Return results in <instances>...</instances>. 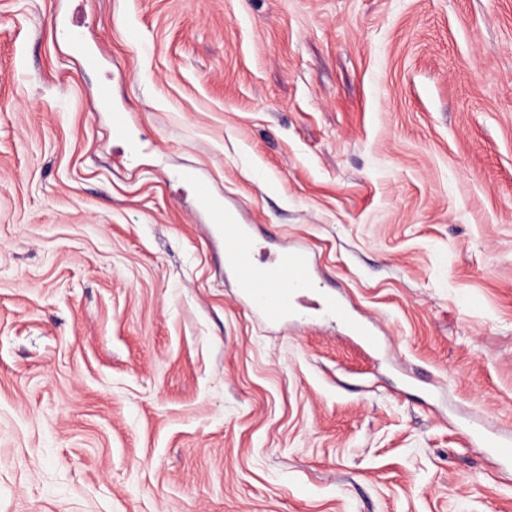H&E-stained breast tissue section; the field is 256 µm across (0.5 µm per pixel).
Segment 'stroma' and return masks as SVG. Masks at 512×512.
<instances>
[{"label":"stroma","mask_w":512,"mask_h":512,"mask_svg":"<svg viewBox=\"0 0 512 512\" xmlns=\"http://www.w3.org/2000/svg\"><path fill=\"white\" fill-rule=\"evenodd\" d=\"M203 192L376 346L257 321ZM477 418L512 438V0H0V512H512Z\"/></svg>","instance_id":"stroma-1"}]
</instances>
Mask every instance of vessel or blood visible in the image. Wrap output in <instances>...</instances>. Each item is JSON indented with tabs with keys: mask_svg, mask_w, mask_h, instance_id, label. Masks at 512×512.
Wrapping results in <instances>:
<instances>
[{
	"mask_svg": "<svg viewBox=\"0 0 512 512\" xmlns=\"http://www.w3.org/2000/svg\"><path fill=\"white\" fill-rule=\"evenodd\" d=\"M212 230L223 238L225 266L235 278L239 299L256 316L267 323L287 321L294 295L304 293L316 285L310 255L302 247L279 250L272 263L260 266L252 257L251 227L239 223L217 200H203ZM326 316L347 321L349 332L359 341L374 345L375 336L369 324L348 322L340 299H330L324 308ZM469 439L480 442L489 452L504 461L512 460V441L501 438L486 426H472Z\"/></svg>",
	"mask_w": 512,
	"mask_h": 512,
	"instance_id": "obj_1",
	"label": "vessel or blood"
}]
</instances>
